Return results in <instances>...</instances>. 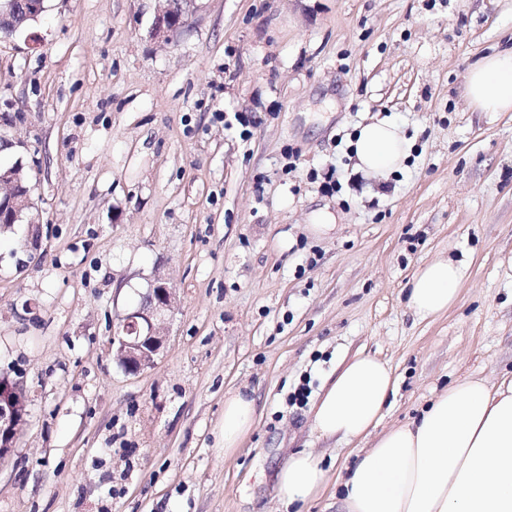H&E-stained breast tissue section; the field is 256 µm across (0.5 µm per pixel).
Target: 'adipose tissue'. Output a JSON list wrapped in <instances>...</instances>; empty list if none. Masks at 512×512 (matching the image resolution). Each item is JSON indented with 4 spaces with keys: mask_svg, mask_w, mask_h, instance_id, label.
<instances>
[{
    "mask_svg": "<svg viewBox=\"0 0 512 512\" xmlns=\"http://www.w3.org/2000/svg\"><path fill=\"white\" fill-rule=\"evenodd\" d=\"M466 96L478 112H512V49L485 56L470 68ZM412 145L387 120L362 125L354 142L359 170H401ZM464 269L451 259L420 268L408 288V306L421 320L448 311ZM396 388L388 363L366 354L342 362L313 409L319 436L372 438L341 481L345 512H512V380L489 385L456 380L422 409L418 420L378 431ZM257 418L253 398L224 397V453L233 455ZM325 472L312 454L289 457L277 491L287 505L319 496Z\"/></svg>",
    "mask_w": 512,
    "mask_h": 512,
    "instance_id": "ef3b65f1",
    "label": "adipose tissue"
}]
</instances>
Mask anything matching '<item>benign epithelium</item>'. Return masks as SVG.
Returning <instances> with one entry per match:
<instances>
[{
    "label": "benign epithelium",
    "mask_w": 512,
    "mask_h": 512,
    "mask_svg": "<svg viewBox=\"0 0 512 512\" xmlns=\"http://www.w3.org/2000/svg\"><path fill=\"white\" fill-rule=\"evenodd\" d=\"M164 2V10L155 19L154 34L167 37L184 25L192 0H181L178 6L172 0ZM28 204V196L19 193L14 179L0 174V223H14ZM176 307L175 289L163 279H156L137 306L118 316L119 323L113 327L110 340L112 359L129 374H138L154 367L168 338L165 317ZM29 402L23 381L1 372V461L14 452L18 433L27 421Z\"/></svg>",
    "instance_id": "1"
}]
</instances>
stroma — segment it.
<instances>
[{
  "label": "stroma",
  "instance_id": "stroma-1",
  "mask_svg": "<svg viewBox=\"0 0 512 512\" xmlns=\"http://www.w3.org/2000/svg\"><path fill=\"white\" fill-rule=\"evenodd\" d=\"M159 7L46 0L0 38V163L33 202L0 224V371L32 396L0 512H337V476L372 445L311 429L342 360L393 367L383 431L456 379L512 376V112L465 94L477 59L512 48V0H195L166 42ZM378 119L412 153L367 177L352 142ZM322 208L336 228L318 236ZM440 258L465 276L422 321L406 288ZM158 276L180 303L131 375L112 321ZM231 388L260 419L228 458ZM298 451L329 482L288 507Z\"/></svg>",
  "mask_w": 512,
  "mask_h": 512
}]
</instances>
